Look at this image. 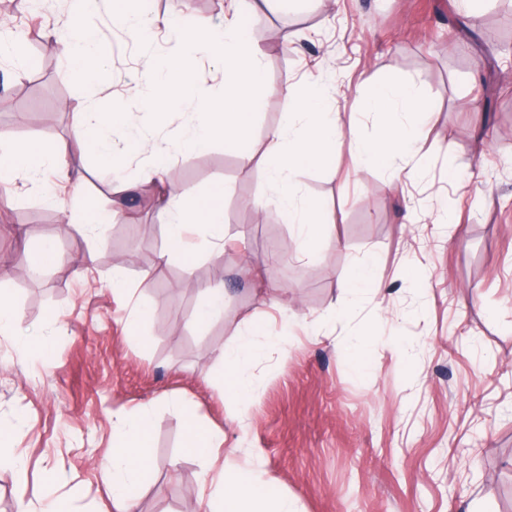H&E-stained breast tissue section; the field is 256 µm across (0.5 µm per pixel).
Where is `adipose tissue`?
<instances>
[{
	"label": "adipose tissue",
	"instance_id": "1",
	"mask_svg": "<svg viewBox=\"0 0 512 512\" xmlns=\"http://www.w3.org/2000/svg\"><path fill=\"white\" fill-rule=\"evenodd\" d=\"M111 25L122 30L142 47H149L146 36V0H109ZM97 0H68V18L63 29L54 37L64 55L77 57L82 72L97 78L109 65L111 47L87 23ZM168 30L175 41L172 55L154 60L146 66L142 78L151 89L143 107L146 114L163 115L173 105L193 101L197 104L194 118L176 138L156 140L140 131L142 121L131 112H102L93 107H79L71 114L72 136L48 146L31 141L0 139V181H14L26 173L34 182H42L47 165L59 163L72 144L103 157H114L117 149L112 139L114 129L126 131L128 149L149 155L154 166L149 174L162 176L173 153H193L207 148L214 140L236 150L241 164L254 160L243 149L251 117L259 104L262 87V50L246 39L236 19H225L223 26L212 27L191 15L169 23ZM222 60L231 56L232 63L224 70V87L234 91L236 102L226 97L204 99L195 72L199 56ZM288 101L284 123L266 135L264 159L269 173L268 182L275 199L258 196V204L275 202L283 219L291 224L294 235L308 257H317L316 241L329 228L321 210L306 202L299 194L298 178L308 168L330 161L336 143L344 132L339 113L329 109L328 83L319 75L309 76L303 93L291 88L281 90ZM364 100L370 111L384 119V131L374 141L351 140L349 153L354 163L390 168L397 181L413 179V172L398 166L415 140L421 135L433 113L430 103L420 98L414 88L404 82H370L364 86ZM224 188L215 185L208 193L189 196L175 186H167L160 198L166 218L162 258L178 255L191 263L194 252L188 241L191 228L209 230L216 245L224 243ZM255 330H248L235 344L218 349L216 360L222 368L231 370L232 378L224 386V394L236 400L254 398L249 368L254 360ZM117 435L122 446L103 466L110 486L112 512H136L134 488L151 470L149 440L153 425L149 407L132 414L116 413ZM201 512H297L295 503L285 495L268 494L253 471H221L205 476L199 489Z\"/></svg>",
	"mask_w": 512,
	"mask_h": 512
}]
</instances>
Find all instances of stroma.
I'll return each instance as SVG.
<instances>
[{"instance_id":"obj_1","label":"stroma","mask_w":512,"mask_h":512,"mask_svg":"<svg viewBox=\"0 0 512 512\" xmlns=\"http://www.w3.org/2000/svg\"><path fill=\"white\" fill-rule=\"evenodd\" d=\"M505 0H297L285 8L241 4L242 23L265 51V97L254 116L243 166L223 142L175 156L169 175L197 195L224 183V250L204 233L192 268L158 259L164 216L147 164L132 159L136 189L119 223L106 226L92 274L81 276L88 242L64 229V211L110 207L108 167L72 150L71 180L53 182L49 205L25 176L0 187V289L15 308V336L0 335V422L14 426L8 446L26 462L18 475L0 463V512H17L24 485L30 512L56 501L64 512H111L101 464L114 450V411L151 405L152 469L139 512H199L201 461L186 453L188 423L219 427L218 461L256 466L268 489L299 512H512V12ZM112 44L104 81L90 83L61 58L44 21L0 6V41L23 37L42 69L0 62V132L50 143L70 135L81 104L133 109L149 94L140 79L141 46L111 27L105 0L91 18ZM501 74L488 83L484 56ZM322 75L330 106L343 113L336 162L300 177V194L332 226L321 257L300 253L275 204L253 201L267 179L265 136L288 110L280 88ZM412 83L435 105L432 123L406 156L418 176L390 183L385 170L357 166L349 139H376L380 120L365 110L366 78ZM478 99L480 112L468 108ZM462 185L448 181L449 165ZM54 241L66 260L28 280L17 259ZM362 262L374 284L351 299L344 284ZM130 292L105 283L113 264ZM150 280H143L144 271ZM223 280L224 317L191 320L204 284ZM151 315L128 337L135 306ZM276 346H260L251 366L258 396L224 397L214 347L235 343L249 325ZM39 331L51 358L28 350ZM372 340L371 368L354 372L349 349ZM190 403V416L174 400ZM55 471L54 486L45 474Z\"/></svg>"}]
</instances>
